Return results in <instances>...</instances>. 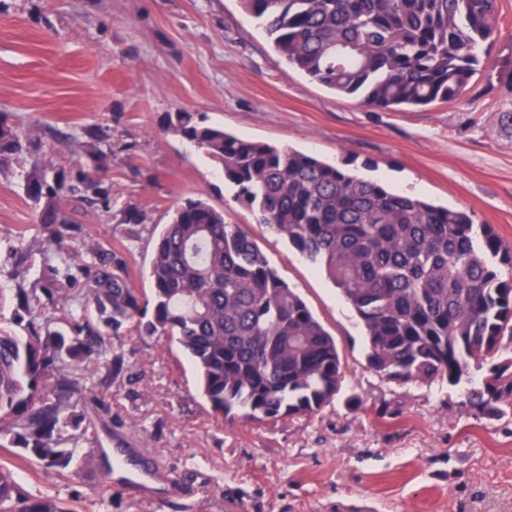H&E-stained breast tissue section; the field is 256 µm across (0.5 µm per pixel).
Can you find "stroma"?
I'll list each match as a JSON object with an SVG mask.
<instances>
[{
	"instance_id": "stroma-1",
	"label": "stroma",
	"mask_w": 512,
	"mask_h": 512,
	"mask_svg": "<svg viewBox=\"0 0 512 512\" xmlns=\"http://www.w3.org/2000/svg\"><path fill=\"white\" fill-rule=\"evenodd\" d=\"M479 47L481 71L462 97L381 110L288 68L239 0H0V115L24 123L35 149L0 165V321L14 288L43 283L54 263L36 242L37 215L18 175L44 160L93 168L107 155L108 205L58 202L78 229L72 249L122 254L150 295L162 224L203 198L252 235L279 275L334 337L344 377L311 415L228 420L203 398L192 360L166 336L107 342L86 370L78 468L49 471L0 448V463L33 495L77 512H512V410L483 413L451 386L398 383L367 366L359 319L286 239L255 222L203 151L168 131L191 112L255 141L291 147L394 190L469 212L512 246V0ZM141 212L142 222L130 221ZM153 452L181 491L144 503L107 482L113 440Z\"/></svg>"
}]
</instances>
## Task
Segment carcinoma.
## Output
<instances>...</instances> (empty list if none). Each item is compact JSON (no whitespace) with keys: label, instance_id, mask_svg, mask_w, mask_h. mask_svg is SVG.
<instances>
[{"label":"carcinoma","instance_id":"1","mask_svg":"<svg viewBox=\"0 0 512 512\" xmlns=\"http://www.w3.org/2000/svg\"><path fill=\"white\" fill-rule=\"evenodd\" d=\"M288 67L340 99L394 110L458 99L479 71L477 48L499 32L498 0H240ZM169 128L202 150L238 187L258 223L288 240L339 290L359 318L368 367L396 382L456 385L470 367L485 371L469 392L473 406L499 411L512 397V250L494 228L463 210L391 191L316 157L236 136L187 112ZM22 126L0 120V163L27 151ZM98 173L50 164L19 175L38 212V235L58 253L72 227L55 207L69 196L108 201ZM61 275L93 307L96 327L78 321L42 285L48 304L68 316L70 334L50 328L45 307L16 289L14 327H0V440L46 469L73 465L65 433L81 424V367L131 329L169 336L194 360L213 413L275 420L332 403L342 378L334 338L269 265L250 233L224 211L186 199L155 242L151 298L132 287L126 261L98 246ZM0 512H74L52 495H29L0 465Z\"/></svg>","mask_w":512,"mask_h":512}]
</instances>
